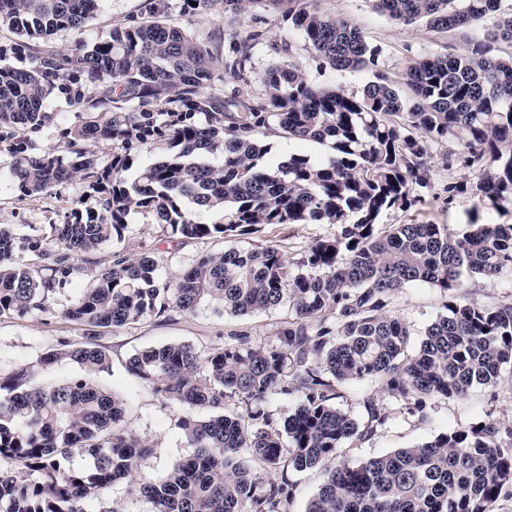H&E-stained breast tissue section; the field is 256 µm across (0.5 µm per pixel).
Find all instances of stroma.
I'll return each instance as SVG.
<instances>
[{"instance_id":"35a3bbf8","label":"stroma","mask_w":512,"mask_h":512,"mask_svg":"<svg viewBox=\"0 0 512 512\" xmlns=\"http://www.w3.org/2000/svg\"><path fill=\"white\" fill-rule=\"evenodd\" d=\"M139 2L105 0L87 24L86 39L91 42L107 39L113 26L124 23L128 16L136 13ZM318 4L328 14L345 18L357 26L367 41L380 50L377 69L397 80L414 60L463 50L467 38H478L484 33L480 27L463 34L439 32L422 22L404 25L377 12L372 0H318ZM180 23L198 34L221 35L226 47L252 32H263V40L253 50L254 74L239 85L242 96L254 101L261 100L263 94L259 73L272 66L292 65L313 83L336 87L353 95L362 94L377 70L337 71L322 66L303 36L282 22L279 11L270 8H252L233 21L217 12L186 15L181 17ZM446 151L443 145L433 150L431 186L422 192L423 203L406 212L397 208L384 210L377 219L378 225L446 224L461 231L472 222L512 223L511 206L497 209L467 195L458 196L451 202L446 200L443 187L448 180L467 174L464 168L449 169L442 165L440 158ZM8 163V156L0 153V224L8 225L16 233H28L33 225L46 231L51 225L63 222L72 200L81 198L87 190L86 184L77 180L57 195L20 196L6 176ZM337 231L334 224H288L266 226L252 235L226 239L175 240L161 233L153 216L135 211L128 217L123 239L94 253L91 264L85 265L83 274L71 284L65 296L69 299L79 296L118 250L136 254L149 251L164 257L167 264L162 272L167 275L188 267L199 253H219L231 247L274 244L291 258L314 240L334 237ZM442 304L439 290L428 284L408 286L396 295L391 312L408 326L411 348H418L426 326L441 313ZM290 316V309L284 305L240 317L220 315L204 305L191 315L176 313L168 320L148 318L121 328L97 329V342L110 359L108 370L98 375L97 382L102 389L124 400L127 426L152 446L151 453L140 462L143 472L154 478L162 476L176 460L190 455L191 449L177 426L178 407L163 402L132 376L126 369L129 358L145 348L169 343H187L207 351L230 342L235 332L248 334L250 341L258 345L274 344L278 341L280 326ZM87 333L85 326L57 313L24 318L8 314L0 316V378H6L20 368L29 369L33 383L38 385L58 383L79 375V366L71 361L63 360L45 369L40 366L39 359L43 353L59 348L62 342L85 341ZM366 393L375 394L389 412L395 413L396 419L369 441L358 445L344 444L338 451L342 459L357 462L430 440L440 432L489 417L512 424V369L507 367L503 368L496 389L477 386L465 398L435 400L422 421L399 417L396 400L380 383L372 380L347 385L338 404L354 415H363L360 400Z\"/></svg>"}]
</instances>
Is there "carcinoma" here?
Wrapping results in <instances>:
<instances>
[{
	"label": "carcinoma",
	"mask_w": 512,
	"mask_h": 512,
	"mask_svg": "<svg viewBox=\"0 0 512 512\" xmlns=\"http://www.w3.org/2000/svg\"><path fill=\"white\" fill-rule=\"evenodd\" d=\"M103 0H0V153L24 197L75 180L95 206L72 202L47 235L0 225V315L23 317L56 308L58 295L91 253L121 239L133 211L155 217L175 239L243 236L263 226L336 224L288 258L274 245L203 252L172 277L161 259L112 253L88 288L62 306L70 321L120 328L173 312L194 313L206 300L233 316L288 305L293 316L274 345L245 333L209 351L170 343L134 354L128 371L181 408L178 426L194 452L161 479L138 468L150 444L125 423V403L97 375L109 358L90 339L62 343L40 365L61 359L81 373L51 386L18 369L0 397V512H83L114 483L126 481L150 512H280L292 497L291 468L318 467L324 480L306 512H493L512 487V426L487 419L429 441L358 462L338 460L342 445L369 440L393 420L372 393L362 418L336 406L352 381L374 379L401 403L400 414L426 418L435 399L463 398L475 386L497 387L512 366V294L492 304L462 303L472 283L512 277V223L468 225L376 221L386 209L423 202L434 145L453 143L442 160L469 175L443 187L448 201L470 195L497 208L512 204V12L502 0H373L405 25L424 20L438 31L471 28L493 16L483 38L462 51L413 61L402 80L377 70L357 96L320 86L290 66L258 74L264 98L253 103L235 84L252 73L255 32L228 54L170 19V0H141L138 13L89 43L85 27ZM286 3L282 19L322 63L335 70L376 66L379 49L345 19L309 0H181L179 13L224 10L236 19L255 3ZM61 31L74 35L60 49ZM28 58L30 67L9 61ZM227 85L221 93L211 84ZM78 109L68 121L49 99ZM55 127L63 150L36 149L31 135ZM260 132L328 142L333 155L314 162L290 154L276 161ZM164 142L172 153L127 177L132 151ZM109 143V163L93 147ZM222 212L213 223L206 214ZM412 283L437 288L443 312L412 351L408 326L390 312ZM299 403L283 425L267 410L276 394ZM234 398L238 409L227 410ZM211 414L201 417L197 409ZM78 448L88 465L67 464Z\"/></svg>",
	"instance_id": "carcinoma-1"
}]
</instances>
